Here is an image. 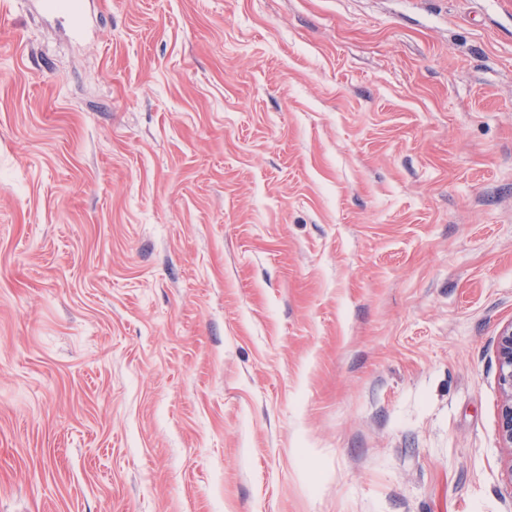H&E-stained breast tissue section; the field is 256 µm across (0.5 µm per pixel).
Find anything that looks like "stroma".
I'll return each mask as SVG.
<instances>
[{"label":"stroma","instance_id":"stroma-1","mask_svg":"<svg viewBox=\"0 0 512 512\" xmlns=\"http://www.w3.org/2000/svg\"><path fill=\"white\" fill-rule=\"evenodd\" d=\"M0 0V512H512V0ZM497 384L501 394L497 433L501 447L508 451L509 477L512 481V322L504 326L496 339Z\"/></svg>","mask_w":512,"mask_h":512}]
</instances>
